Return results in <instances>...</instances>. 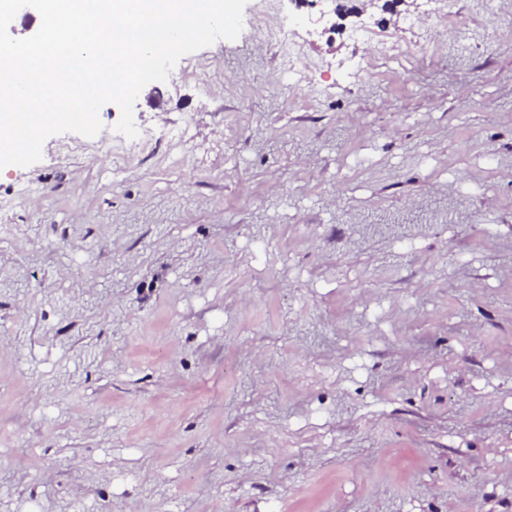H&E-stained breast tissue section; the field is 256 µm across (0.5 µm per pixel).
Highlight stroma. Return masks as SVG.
Instances as JSON below:
<instances>
[{
  "label": "stroma",
  "mask_w": 512,
  "mask_h": 512,
  "mask_svg": "<svg viewBox=\"0 0 512 512\" xmlns=\"http://www.w3.org/2000/svg\"><path fill=\"white\" fill-rule=\"evenodd\" d=\"M457 2L248 0L0 168V512H512V0Z\"/></svg>",
  "instance_id": "obj_1"
}]
</instances>
